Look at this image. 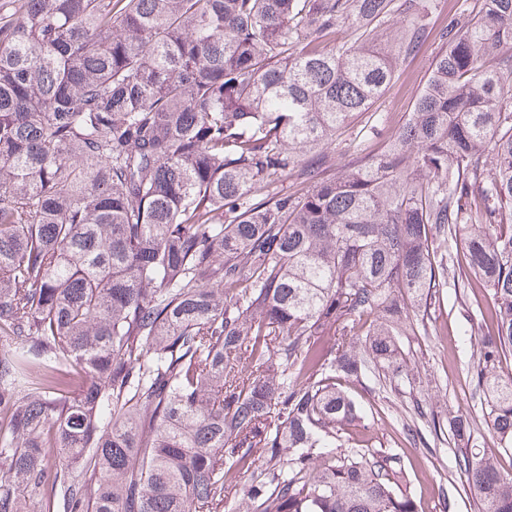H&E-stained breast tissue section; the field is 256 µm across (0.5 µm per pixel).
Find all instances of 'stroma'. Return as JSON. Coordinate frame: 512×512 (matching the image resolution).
Wrapping results in <instances>:
<instances>
[{
	"instance_id": "stroma-1",
	"label": "stroma",
	"mask_w": 512,
	"mask_h": 512,
	"mask_svg": "<svg viewBox=\"0 0 512 512\" xmlns=\"http://www.w3.org/2000/svg\"><path fill=\"white\" fill-rule=\"evenodd\" d=\"M426 18V33L414 54L400 64L393 80L373 107L374 113L351 124L337 138L330 153V170L338 172L361 152L383 149L388 133L398 130L409 118L442 50L439 31L455 14L459 0H434ZM493 296L487 288L445 287L440 312L428 322V335L404 337L402 347L408 365L418 372L419 381L406 392L396 393L374 382L353 385L352 390L371 401L379 411L371 434L381 442L399 448L412 488L424 512L441 498V489L461 479L451 466L447 450L432 451L410 444L404 438L403 422L412 399L426 401L440 416L461 408L473 422V442L490 448L494 438L485 421L481 400L473 379L477 342L490 323Z\"/></svg>"
}]
</instances>
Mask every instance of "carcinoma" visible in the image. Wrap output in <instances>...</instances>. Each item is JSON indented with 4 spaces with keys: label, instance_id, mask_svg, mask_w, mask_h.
<instances>
[{
    "label": "carcinoma",
    "instance_id": "1",
    "mask_svg": "<svg viewBox=\"0 0 512 512\" xmlns=\"http://www.w3.org/2000/svg\"><path fill=\"white\" fill-rule=\"evenodd\" d=\"M482 2L385 150L320 178L432 0H0V512H421L349 389L414 380L450 275L493 294L498 447L458 410L448 451L512 512V0Z\"/></svg>",
    "mask_w": 512,
    "mask_h": 512
}]
</instances>
